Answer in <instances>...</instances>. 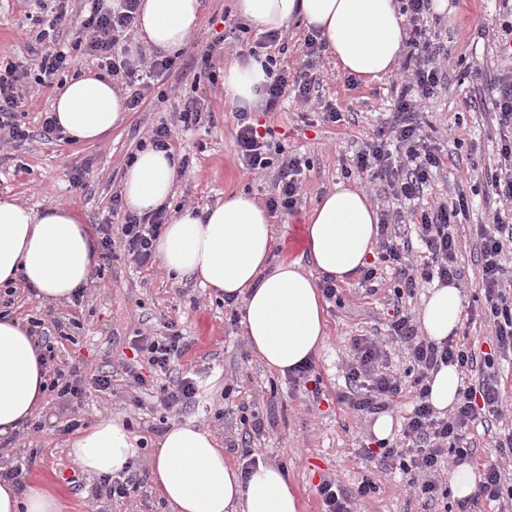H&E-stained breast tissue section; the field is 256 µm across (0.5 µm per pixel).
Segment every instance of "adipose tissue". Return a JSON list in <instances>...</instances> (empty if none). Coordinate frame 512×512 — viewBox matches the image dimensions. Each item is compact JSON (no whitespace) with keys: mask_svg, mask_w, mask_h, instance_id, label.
Returning <instances> with one entry per match:
<instances>
[{"mask_svg":"<svg viewBox=\"0 0 512 512\" xmlns=\"http://www.w3.org/2000/svg\"><path fill=\"white\" fill-rule=\"evenodd\" d=\"M242 18L264 31L300 22L325 40L338 66L362 81L393 73L405 46L402 0H235ZM201 0H140V42L174 54L202 23ZM267 81L263 59L224 66V93L242 106L261 98ZM64 135L77 142L106 139L123 123L127 107L107 77L85 72L65 80L51 104ZM177 180L167 152L147 147L127 166L122 194L127 208L152 212L169 203ZM378 235V217L367 194L341 181L307 214L301 258L272 262V218L244 192L202 211L184 210L167 224L158 261L176 281L195 277L205 288L244 302L242 323L251 348L266 366L285 376L310 361L327 340L321 277L353 280L366 266ZM97 254L89 229L71 209H34L0 197V288L24 283L49 302L71 300L85 286ZM464 296L454 284L433 286L420 316L431 341L459 329ZM41 350L18 318L0 316V436L32 418L45 395ZM84 473L115 475L139 455L138 438L114 417L101 419L69 444ZM154 481L171 512H300L296 487L275 466L249 474L225 461L208 431L177 424L156 442ZM0 512H61L58 497L33 484L18 491L0 481Z\"/></svg>","mask_w":512,"mask_h":512,"instance_id":"obj_1","label":"adipose tissue"}]
</instances>
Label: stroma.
I'll return each instance as SVG.
<instances>
[{"mask_svg": "<svg viewBox=\"0 0 512 512\" xmlns=\"http://www.w3.org/2000/svg\"><path fill=\"white\" fill-rule=\"evenodd\" d=\"M444 11L435 13L433 32L447 39L452 50L448 80L425 106L424 120L444 142L445 164L422 202L430 205L452 200L464 190L472 205L468 228L462 229L458 261L465 272L464 315L459 328L470 344L488 351L491 326L481 314L477 244L470 227L487 223L504 203L486 184L498 176L496 146L500 128L490 102L500 73L512 68V59L501 57L498 45L505 34L503 20L512 18L506 0H447ZM91 0H67L69 14L88 11ZM205 20L192 35L199 45L224 42L213 61L223 67L242 56L248 44L260 39L259 28L237 20L234 0H204ZM57 0L39 6L37 0H0V55L11 56L17 65L30 67L33 48L42 47L41 30L59 7ZM313 73L318 81V101L301 105L285 98L280 110L257 112L259 123L273 125L287 154L301 156L310 166L301 194L302 205L294 214L276 217L272 261L292 260L302 253L304 216L336 183L348 180L364 190L374 207L384 198L380 186L366 175L349 172L350 159L361 141L384 127L388 104L401 84L400 73L365 83L350 80L330 53H323ZM192 75L185 69H171L159 81L165 98L149 97L138 109L127 112L123 125L103 141L79 143L68 138L35 139L16 147L0 148V196H13L30 207L65 206L76 212L89 229L105 222L112 198L121 190L127 157L136 152L140 140L160 123L172 120L184 98L193 93ZM198 93L203 108L214 120L194 131L175 133L171 142L174 157L191 154L192 159L176 182L175 197L168 209L177 214L200 209L223 200L225 195L245 192L257 200L273 190L275 170L254 174L243 169L234 150L235 102L223 87L201 84ZM474 101L465 110V101ZM335 105L342 114L338 123L324 121L320 103ZM84 170L85 186L73 188L72 169ZM377 291L369 293L359 281L343 284L339 303L328 304L327 343L312 362L320 379V395L293 384L290 377L271 372L249 348L244 334L242 307L215 297L193 279L173 282L158 265L136 266L128 260H114L103 279L88 283L83 297L71 302L50 303L26 289L12 295L0 291V311L9 310L20 320L38 315L46 326L80 321L72 340L58 334L48 336L55 362L62 367H79L84 377L101 368L112 373L113 390L88 394L79 415L85 426L106 416H122L142 444L137 459L150 465L149 447L164 430L165 423L194 422L210 431L224 450V457L241 463L240 417L256 412L264 420L262 433L253 436L250 447L258 461L272 464L287 475L299 493L301 512H322L316 492L325 476L335 477L348 488L355 487L364 474H371L378 489L362 501L358 512H459L458 501L424 504L407 486L400 473L379 469L377 461L366 460L360 450L373 441L372 413H358L337 403L345 389V371L352 359L351 340L369 336L380 340L391 370L405 374L410 366L403 343L391 340L388 324L394 313L395 276L385 266L377 270ZM175 323L185 349L176 363V373L200 379L204 396L186 412L165 416L152 402L129 406L137 388L127 383L121 364L131 357V339L139 331ZM495 371L505 391L500 418L476 421L469 433L475 450L473 464L496 457V433L512 429V355L495 359ZM235 389V402L224 403V387ZM69 405L47 393L35 417L43 424L40 432L23 430L9 436L0 457L7 464H22L23 481L51 488L58 496L61 512H169L151 484L130 492L125 498L97 495V476L84 475L82 489L68 482L77 467L69 455L70 437L60 426L70 417Z\"/></svg>", "mask_w": 512, "mask_h": 512, "instance_id": "obj_1", "label": "stroma"}]
</instances>
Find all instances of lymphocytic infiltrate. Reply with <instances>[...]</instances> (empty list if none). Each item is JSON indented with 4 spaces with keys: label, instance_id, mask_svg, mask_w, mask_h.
I'll return each mask as SVG.
<instances>
[{
    "label": "lymphocytic infiltrate",
    "instance_id": "1",
    "mask_svg": "<svg viewBox=\"0 0 512 512\" xmlns=\"http://www.w3.org/2000/svg\"><path fill=\"white\" fill-rule=\"evenodd\" d=\"M137 10L138 0H123L122 12L96 6L88 16L75 21L62 9L56 11L49 24L50 31L56 34L75 28V49L96 59L99 68L109 75L123 79L127 106L131 109L138 108L152 91L151 85L142 81L141 69L160 75L177 64L171 57L148 59L141 54L131 55L123 45L122 37L132 30ZM431 10L432 0H405L404 11L410 16L411 32L401 70L407 80L391 100L386 127L362 141L353 159L358 172L384 183L397 199L418 198L434 173L444 165L439 144L425 133L421 121L422 103L433 97L446 80L443 63L448 58L447 45L433 39L428 31L426 20ZM301 49L308 64L292 73L278 67L276 57L266 56L268 81L264 86V111H277L290 88L297 92L301 102H309L315 82L310 66L320 58L324 46L317 33L311 31L304 36ZM72 62L71 54L61 49L45 50L26 70L0 59V146L29 139L28 129L17 119L27 88L51 83ZM495 108L498 124L504 131L497 145L499 165L508 176L503 181L492 180L490 186L506 204L512 205V72L500 75L497 80ZM233 118L236 153L244 168L252 173L272 167L277 170L274 191L265 199L268 212L274 215L295 213L302 204L300 158L274 163L268 136L258 130L250 111L237 109ZM212 119V113L204 111L198 98H187L171 123L153 130L150 142L154 148L169 150L176 128L189 129ZM468 209V199L461 193L455 201L441 202L408 216L399 211L381 210L378 259L395 270L406 293H413L421 279L438 278L448 283L463 280L464 273L458 263V237ZM112 215V220L100 226L98 243L102 258L110 260L120 253L139 266L152 262L167 217L166 209L138 215L126 210L121 196L117 195L112 200ZM412 233L428 253L427 262L420 266L413 264L410 258L408 236ZM475 235L479 244L482 312L493 328L492 340L499 353L511 354L512 283L504 281L503 260L506 253L512 251V218L495 213L491 226H477ZM390 336L407 346L414 372L411 383H403L400 377L389 372L378 341L360 336L352 340L354 355L347 373L350 389L339 394L337 400L355 411L373 413L386 408L405 392H413L415 405L403 432L408 444L403 448L385 447L380 461L406 474L409 486L425 502H434L441 496L439 476L445 460L451 457L460 464L474 455L473 449L464 445L471 424L487 416H501V383L492 358H478L460 338L439 344L428 341L404 310H397L391 321ZM181 341V336L171 329L162 333H138L133 340L134 348L140 358L147 360L154 376L145 378L132 362L123 366L126 377L138 388L154 393L159 406L167 412L190 408L198 394L193 379L176 375L173 369L175 360L183 352ZM443 365L477 372L478 377L464 387L459 402L449 414L441 417L430 405L428 396L430 374ZM49 377V391L65 403L81 402L90 387L99 392L112 388V376L108 373L86 381L77 369L54 366L49 370ZM496 448L499 459L485 464L474 496L498 502L500 512H512V484L507 482L501 467L503 461L512 459V432L498 437ZM375 491L376 484L368 476L353 490L342 487L332 477L324 479L317 487L323 512H356L358 502Z\"/></svg>",
    "mask_w": 512,
    "mask_h": 512
}]
</instances>
